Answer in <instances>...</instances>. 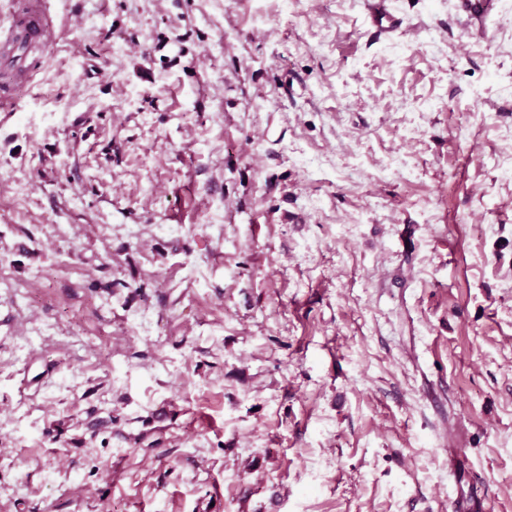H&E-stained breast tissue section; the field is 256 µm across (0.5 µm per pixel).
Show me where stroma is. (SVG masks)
<instances>
[{
    "label": "stroma",
    "instance_id": "1",
    "mask_svg": "<svg viewBox=\"0 0 512 512\" xmlns=\"http://www.w3.org/2000/svg\"><path fill=\"white\" fill-rule=\"evenodd\" d=\"M41 0L0 111V512H512V5Z\"/></svg>",
    "mask_w": 512,
    "mask_h": 512
}]
</instances>
